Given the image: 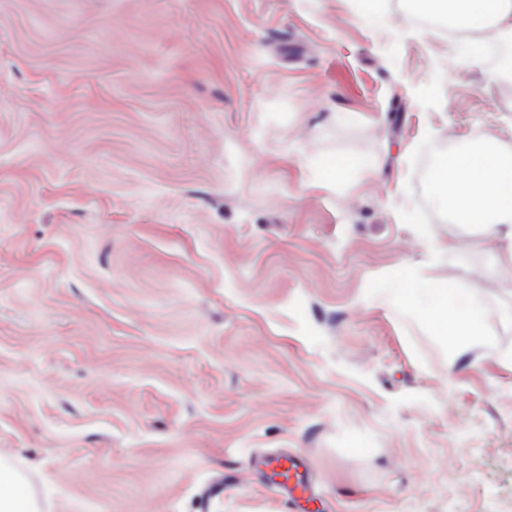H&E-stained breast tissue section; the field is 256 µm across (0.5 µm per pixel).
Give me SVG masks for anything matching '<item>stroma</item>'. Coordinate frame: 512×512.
<instances>
[{
  "label": "stroma",
  "mask_w": 512,
  "mask_h": 512,
  "mask_svg": "<svg viewBox=\"0 0 512 512\" xmlns=\"http://www.w3.org/2000/svg\"><path fill=\"white\" fill-rule=\"evenodd\" d=\"M391 3L0 0V459L38 512H286L283 451L320 512H512V262L426 163L512 110ZM460 308L448 313L447 288H430L426 304L422 305L417 290L413 289L411 301L423 311L434 330L443 336L479 335V305L471 298L470 289L455 288ZM267 465L270 468L272 480L286 501L309 497L310 485L302 478L299 472L301 466L295 458L279 455L272 457Z\"/></svg>",
  "instance_id": "35a3bbf8"
}]
</instances>
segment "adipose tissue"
<instances>
[{
	"mask_svg": "<svg viewBox=\"0 0 512 512\" xmlns=\"http://www.w3.org/2000/svg\"><path fill=\"white\" fill-rule=\"evenodd\" d=\"M418 11L442 13L448 24L463 34L495 31L512 35V0H415ZM435 183L449 209L463 224L481 229L480 245L506 253L512 259V148L499 147L440 161ZM456 295L457 310H449L448 297ZM433 288L427 299L412 295L434 330L443 336L478 335L480 308L469 289L455 293ZM0 512H36V505L19 475L0 462Z\"/></svg>",
	"mask_w": 512,
	"mask_h": 512,
	"instance_id": "ef3b65f1",
	"label": "adipose tissue"
}]
</instances>
